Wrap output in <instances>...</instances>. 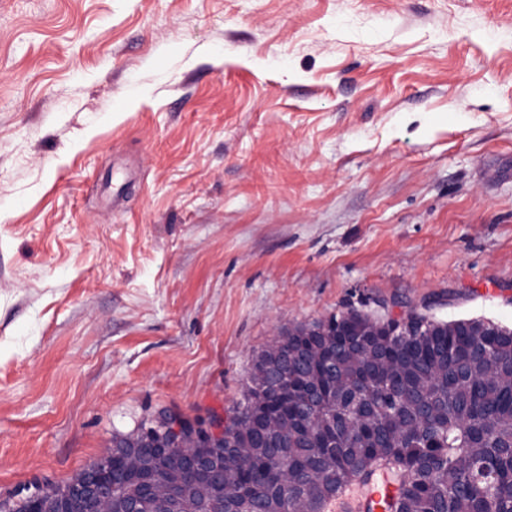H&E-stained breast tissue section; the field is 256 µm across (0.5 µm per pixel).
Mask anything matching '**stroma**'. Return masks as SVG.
I'll return each mask as SVG.
<instances>
[{
	"instance_id": "stroma-1",
	"label": "stroma",
	"mask_w": 512,
	"mask_h": 512,
	"mask_svg": "<svg viewBox=\"0 0 512 512\" xmlns=\"http://www.w3.org/2000/svg\"><path fill=\"white\" fill-rule=\"evenodd\" d=\"M352 309L512 329V0H0V507Z\"/></svg>"
}]
</instances>
